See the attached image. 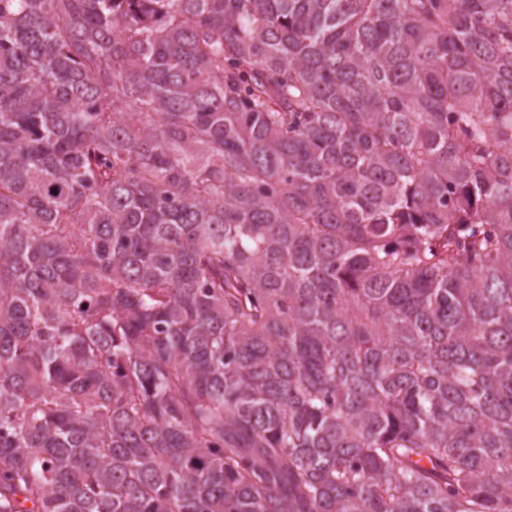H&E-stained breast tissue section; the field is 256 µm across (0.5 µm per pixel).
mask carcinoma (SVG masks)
Returning a JSON list of instances; mask_svg holds the SVG:
<instances>
[{"label": "carcinoma", "instance_id": "1", "mask_svg": "<svg viewBox=\"0 0 512 512\" xmlns=\"http://www.w3.org/2000/svg\"><path fill=\"white\" fill-rule=\"evenodd\" d=\"M0 512H512V0H0Z\"/></svg>", "mask_w": 512, "mask_h": 512}]
</instances>
